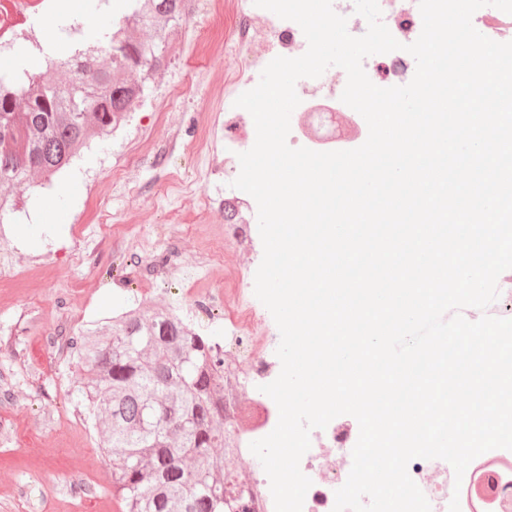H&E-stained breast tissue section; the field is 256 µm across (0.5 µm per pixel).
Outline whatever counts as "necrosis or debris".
Returning a JSON list of instances; mask_svg holds the SVG:
<instances>
[{
    "label": "necrosis or debris",
    "instance_id": "4bbe7bcc",
    "mask_svg": "<svg viewBox=\"0 0 512 512\" xmlns=\"http://www.w3.org/2000/svg\"><path fill=\"white\" fill-rule=\"evenodd\" d=\"M220 0H179V11L196 38L213 32L223 22ZM382 20L396 40H405L419 27L420 10L415 0H378ZM55 0H0V39L23 38L38 44V19L53 12ZM267 21L265 38H257L253 21ZM233 37L249 50L240 63L233 81L224 86V106L199 115L200 133L193 139H182L174 132L131 140L122 161L113 168L112 180L124 193L130 192L128 169L140 165L155 167L160 173V189L170 196L197 194L202 210L235 212L237 221L226 224L223 234L215 235L204 248L202 265L182 267L176 274L191 282V306L197 322L220 318L224 321V381L231 391L224 399L226 423L232 432L234 446L228 455L249 460L248 474L251 496L249 512H275L270 481L249 445L267 436L275 428L279 412L275 402L260 390L280 373L276 355L279 345L278 327L268 309L260 308L246 283V276L229 270L223 287L205 286L203 270L222 261L225 248L247 242L251 226L257 219V205L247 193L232 186L239 169L238 153L250 149V142L240 140L237 132L251 119L250 113L238 111L234 105L243 92L255 87L263 68L282 49H291L300 56L307 41L300 26L284 20L253 0H239L233 17ZM345 71L327 69L318 78H302L296 83L300 98L298 119L287 138L289 146L314 151L336 148V115L346 111L340 96L345 88ZM193 155L198 168L195 179H186L174 162L184 155ZM352 436L349 422L330 429L310 433L311 446L300 461V469L312 485L306 493L302 512H333L335 492L342 487L352 467V451L347 443ZM408 473L427 498L431 512H448V501L455 486L469 488L475 473L466 471L456 477L453 468L442 460L415 459Z\"/></svg>",
    "mask_w": 512,
    "mask_h": 512
}]
</instances>
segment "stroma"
Segmentation results:
<instances>
[{
    "mask_svg": "<svg viewBox=\"0 0 512 512\" xmlns=\"http://www.w3.org/2000/svg\"><path fill=\"white\" fill-rule=\"evenodd\" d=\"M61 2V9L39 22L41 38L61 55L72 46L59 31L62 18L81 24L93 19L103 29L123 19L111 9H96L95 0ZM164 51L166 64L155 73L129 125L82 148L51 184L11 188L17 206L0 215V238L19 270L14 277L0 275V512H122L112 494V468L82 404L69 343L86 324L129 307L156 303L190 315L177 285L158 284L144 297L112 283L105 275L112 266L109 240H102L95 268L72 261L75 227L91 223L96 206L122 211L124 223L108 229L124 232L126 246L135 251L157 244L159 229L176 210L184 218L178 227L182 257L192 265L224 226L217 213L196 221L198 198L161 196L153 168L134 171L141 187L135 198L118 196L112 186V168L138 129L196 135L195 117L185 109L157 116L156 99L166 85L190 84L201 104L222 106L224 81L245 54L228 29L207 42L189 35L168 37Z\"/></svg>",
    "mask_w": 512,
    "mask_h": 512,
    "instance_id": "35a3bbf8",
    "label": "stroma"
}]
</instances>
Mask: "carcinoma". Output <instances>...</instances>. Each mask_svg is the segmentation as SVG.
<instances>
[{
    "mask_svg": "<svg viewBox=\"0 0 512 512\" xmlns=\"http://www.w3.org/2000/svg\"><path fill=\"white\" fill-rule=\"evenodd\" d=\"M181 21L176 0H128L125 25L97 33L104 54L77 47L47 58V72L19 58L0 71V187L35 183L67 167L92 137L133 111L163 57L151 30ZM88 84L89 111L72 112L48 73ZM26 101L22 112L19 100ZM81 391L112 465L122 512H222L238 492L224 462V350L164 307L132 310L82 331L75 348Z\"/></svg>",
    "mask_w": 512,
    "mask_h": 512,
    "instance_id": "1",
    "label": "carcinoma"
}]
</instances>
